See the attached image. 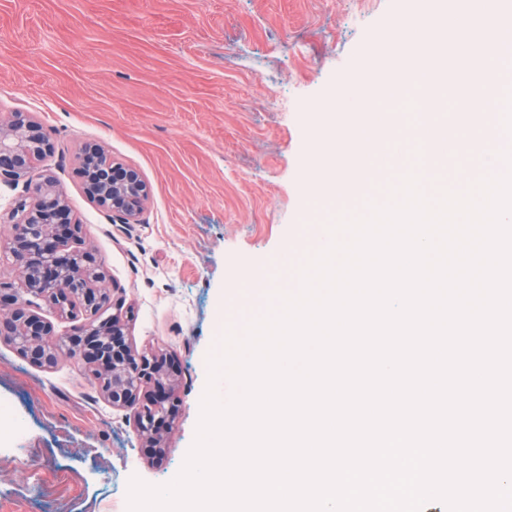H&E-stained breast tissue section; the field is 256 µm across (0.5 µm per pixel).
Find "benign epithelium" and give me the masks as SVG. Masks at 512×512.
Masks as SVG:
<instances>
[{"label": "benign epithelium", "mask_w": 512, "mask_h": 512, "mask_svg": "<svg viewBox=\"0 0 512 512\" xmlns=\"http://www.w3.org/2000/svg\"><path fill=\"white\" fill-rule=\"evenodd\" d=\"M50 152L47 130L31 115L0 116V183L18 191L7 213L10 234L3 249L20 271L18 288L0 280V341L39 367L80 358L112 407L133 412L143 447L159 462L179 415L182 380L176 355L134 348L133 312L124 308L122 289L101 286V264L86 245L82 226L69 218L58 181L48 173L34 175ZM79 160L89 199L116 224L138 223L150 198L141 173L113 161L97 143L84 145ZM40 300L59 318L79 321L72 333L56 332L42 315ZM109 302L115 313L102 319Z\"/></svg>", "instance_id": "7a95c632"}]
</instances>
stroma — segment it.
<instances>
[{"instance_id":"stroma-1","label":"stroma","mask_w":512,"mask_h":512,"mask_svg":"<svg viewBox=\"0 0 512 512\" xmlns=\"http://www.w3.org/2000/svg\"><path fill=\"white\" fill-rule=\"evenodd\" d=\"M406 11L407 0H0V113H31L49 132L39 170L123 289L135 348L175 352L184 380L154 463L81 362L40 368L0 342V410L21 425L0 446V512H127L131 477L177 476L209 353L257 316L262 289L297 284L319 226L340 214L308 175L319 107L344 83L407 131L423 110L419 77L401 102L375 94L400 58L370 47ZM87 143L141 172L151 197L139 223H112L85 196ZM427 150L407 134L364 157L387 173L374 201Z\"/></svg>"}]
</instances>
